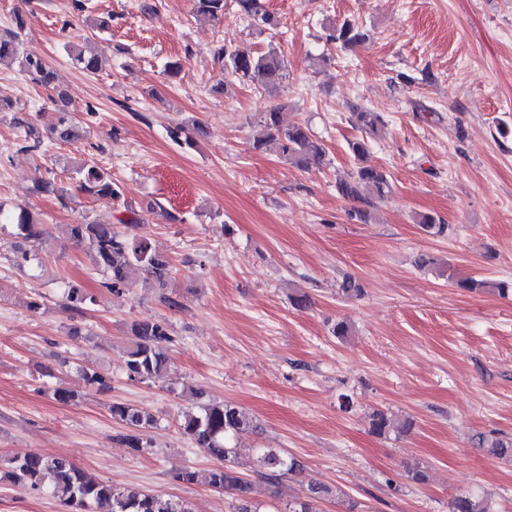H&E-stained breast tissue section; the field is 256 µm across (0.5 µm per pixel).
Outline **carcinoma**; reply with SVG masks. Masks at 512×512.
<instances>
[{
  "label": "carcinoma",
  "instance_id": "carcinoma-1",
  "mask_svg": "<svg viewBox=\"0 0 512 512\" xmlns=\"http://www.w3.org/2000/svg\"><path fill=\"white\" fill-rule=\"evenodd\" d=\"M193 11L218 19L224 14V0H192ZM242 14L260 18L268 29L277 28V22L270 14L261 12L258 0H238ZM24 20L15 19V29L0 34V66L16 65L32 80L49 85L53 71L44 59L23 48L21 31ZM336 47L347 49L358 46L368 39L361 28L344 23L329 35ZM74 63L83 71L96 73L101 69V60L95 54L79 47L68 48ZM218 57L224 60V68L240 82L257 89L279 86L286 78L284 59L271 49L266 53H254L246 48L224 46ZM351 122L364 136L348 143L349 153L356 167L349 178L336 183L337 193L344 199L359 204L351 217L362 224L370 219V199L364 194L369 188L379 197L392 193L390 176L382 169L368 163V139L377 135L386 124L378 112L357 107L351 112ZM261 132L254 137L253 148L260 150L269 143L277 145L279 154L293 167L301 170L319 169L329 159L320 144L303 124L282 125L280 109L275 107L262 113L259 120ZM52 133L60 141H78L83 137L82 129L65 112L59 113ZM75 189L96 200H118L121 190L105 169L89 160L79 162L74 171ZM416 223L431 236H441L448 231V225L436 216L423 213ZM10 225L15 236L26 243L36 244L41 239V219L25 208L11 211L0 206V230ZM135 218L119 220L112 224L106 221H77L64 225V238L72 245L85 249L97 269L105 277L103 286L111 292L122 294L125 287L136 281H143L149 287L163 288L171 279V260L155 251L149 240L134 233ZM456 287L464 291L495 289L503 294L508 284L460 278ZM92 294L79 288L66 292L68 307L83 313L86 306L94 303ZM131 340L125 351V368L130 379L150 382L165 375L171 368L169 351L174 339L168 324L155 318H141L129 326ZM80 378L89 386L100 389L110 385L111 378L91 366L80 368ZM112 419L125 428L117 439L138 455H145L155 448L152 436L158 419L137 406L114 402L110 407ZM180 428L196 447L219 461V465L198 473L182 469L172 474V480L179 483H204L207 486L231 493L235 499L234 512H261L260 504L251 496V484L241 476L235 466L239 454L238 438L255 428L247 412L230 402H214L197 411L183 413ZM371 432L384 436L391 430V420L383 411H376L370 419ZM482 448L496 457L512 456V443L498 439L479 438ZM258 474L268 482L271 494L286 475L300 469V461L280 453L275 448H258ZM27 490H45L59 499L66 512H192L188 503L174 500L160 494L116 486L110 482H98L88 478L73 462L59 456L26 452L0 461V479ZM336 498L344 503L347 512H354L356 503L341 490L311 484L296 497L288 501L284 512H321L323 502ZM449 512H498L491 493L481 490L463 492L448 504Z\"/></svg>",
  "mask_w": 512,
  "mask_h": 512
}]
</instances>
